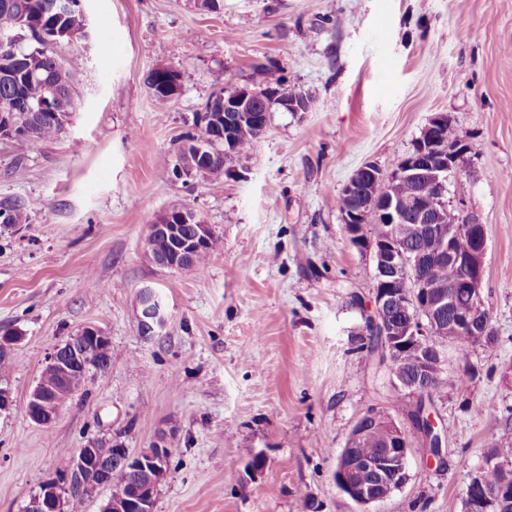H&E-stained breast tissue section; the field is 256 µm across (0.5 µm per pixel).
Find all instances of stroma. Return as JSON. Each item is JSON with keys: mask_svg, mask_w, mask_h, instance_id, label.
Listing matches in <instances>:
<instances>
[{"mask_svg": "<svg viewBox=\"0 0 512 512\" xmlns=\"http://www.w3.org/2000/svg\"><path fill=\"white\" fill-rule=\"evenodd\" d=\"M89 37L51 44L70 73L62 135L35 148L0 141V198H25L29 223L0 232V333L18 330L0 385V512H23L64 453L119 440L172 450L155 512H362L336 485L359 414L408 426L365 333L372 262L351 245L340 196L367 162L394 173L429 120L466 144L451 204L487 229L483 298L496 341L444 344L445 365L476 378L435 398L442 465L420 449L410 479L372 512H463L470 477L512 439V0H84ZM384 37H377V30ZM159 66L188 71L158 106ZM312 99L271 112L212 189L176 174L179 146L215 93L265 73ZM197 212L221 241L204 272L146 251L164 212ZM167 325L143 334L139 292ZM110 363L89 373L51 424L27 415L49 353L84 327ZM259 469H251L254 458Z\"/></svg>", "mask_w": 512, "mask_h": 512, "instance_id": "1", "label": "stroma"}]
</instances>
